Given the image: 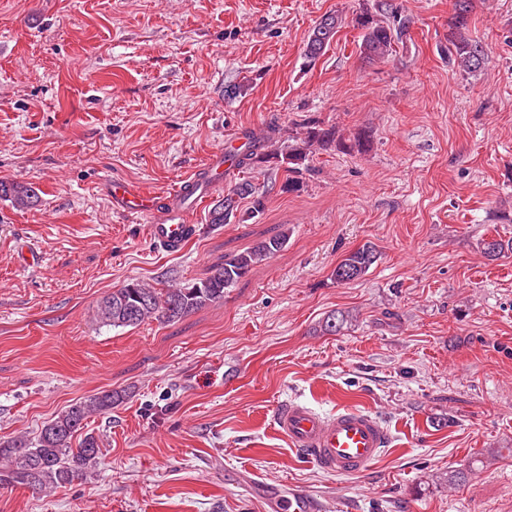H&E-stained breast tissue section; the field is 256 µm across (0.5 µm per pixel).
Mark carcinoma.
Wrapping results in <instances>:
<instances>
[{
  "label": "carcinoma",
  "mask_w": 512,
  "mask_h": 512,
  "mask_svg": "<svg viewBox=\"0 0 512 512\" xmlns=\"http://www.w3.org/2000/svg\"><path fill=\"white\" fill-rule=\"evenodd\" d=\"M473 0H454L453 15L448 22V61L466 74L480 71L488 56L487 48L471 36L469 30ZM360 31L359 52L368 63L379 62L397 52L404 44L406 21L394 0H373L365 4L352 19ZM346 19L334 12L324 14L314 25L304 52L305 64L310 66L325 54ZM373 136L362 131L347 138L334 126L319 120H308L288 130L286 138L267 137L251 141L243 151L226 155L236 169L283 168L288 172L285 188H300L311 172L310 160L319 150L335 149L346 153H368ZM0 197L13 200L20 209H31L40 202L39 189L25 184L0 180ZM252 198L256 211L264 207V197L255 193L248 182H240L217 200L208 214L209 223L221 226L236 217L240 200ZM288 233L282 232L257 242L244 251L224 255V261L213 266L204 279L188 286L155 288L139 280H130L106 295L97 307L99 321L114 328L137 327L149 319L173 322L207 305L224 299L226 290L234 287L253 266L282 250ZM483 255L491 260L512 252V240L496 238L480 242ZM379 251L370 242L345 255L332 271L339 284L363 278L378 261ZM352 316L334 311L322 321L321 331L327 335L340 334ZM125 395L104 391L67 407L45 423L32 440L20 438L0 442V486L26 487L46 491L71 485L83 479L101 455L99 438L85 433L72 447V440L84 429V421L93 415L106 414L121 404Z\"/></svg>",
  "instance_id": "carcinoma-1"
}]
</instances>
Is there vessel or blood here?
Instances as JSON below:
<instances>
[{
	"instance_id": "vessel-or-blood-1",
	"label": "vessel or blood",
	"mask_w": 512,
	"mask_h": 512,
	"mask_svg": "<svg viewBox=\"0 0 512 512\" xmlns=\"http://www.w3.org/2000/svg\"><path fill=\"white\" fill-rule=\"evenodd\" d=\"M223 172L224 155L218 152L198 169L194 182L203 187L214 184ZM109 191L116 214L159 213L150 234L154 244L164 251H179L196 233L194 225L178 220L183 213L178 196L151 197L119 180L110 182ZM274 424L291 447L322 471L338 476L367 472L388 443V432L378 418L351 408L323 415L305 405L288 403L277 410ZM272 512H318V506L309 495L293 492L278 498Z\"/></svg>"
}]
</instances>
